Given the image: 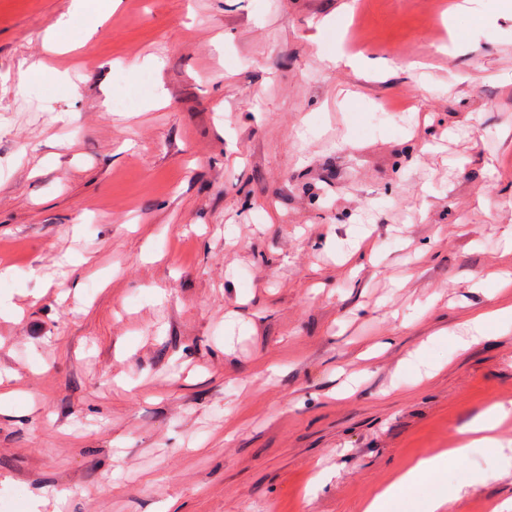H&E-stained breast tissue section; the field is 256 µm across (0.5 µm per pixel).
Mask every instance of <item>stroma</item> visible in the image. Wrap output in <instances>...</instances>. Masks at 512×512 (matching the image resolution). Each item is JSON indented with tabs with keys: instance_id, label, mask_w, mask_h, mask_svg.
Masks as SVG:
<instances>
[{
	"instance_id": "1",
	"label": "stroma",
	"mask_w": 512,
	"mask_h": 512,
	"mask_svg": "<svg viewBox=\"0 0 512 512\" xmlns=\"http://www.w3.org/2000/svg\"><path fill=\"white\" fill-rule=\"evenodd\" d=\"M104 2L0 0V512H363L512 409L504 0Z\"/></svg>"
}]
</instances>
